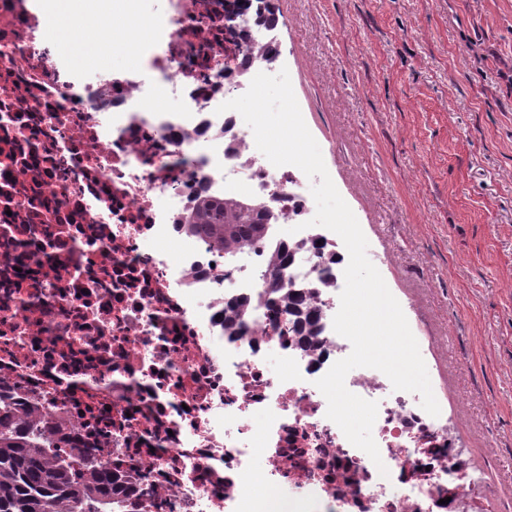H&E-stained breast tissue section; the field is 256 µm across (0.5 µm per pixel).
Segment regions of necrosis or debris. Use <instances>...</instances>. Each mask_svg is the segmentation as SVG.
Here are the masks:
<instances>
[{"label": "necrosis or debris", "instance_id": "4bbe7bcc", "mask_svg": "<svg viewBox=\"0 0 512 512\" xmlns=\"http://www.w3.org/2000/svg\"><path fill=\"white\" fill-rule=\"evenodd\" d=\"M29 2L0 0V382L14 400L65 403L85 439L139 471L149 512H492L445 416L381 371L345 379L378 404L381 464L327 418L315 382L351 352L332 325L348 255L327 237L311 246L304 173L271 164L220 109L227 85L257 73L225 40L224 0H172L141 63L90 64L93 84ZM273 187L280 223L298 228L284 275L322 303L315 357L262 306L244 333L225 331L220 314L261 288L264 257L244 251L226 273L223 255L174 223L201 190Z\"/></svg>", "mask_w": 512, "mask_h": 512}]
</instances>
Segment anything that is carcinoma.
I'll list each match as a JSON object with an SVG mask.
<instances>
[{"label": "carcinoma", "mask_w": 512, "mask_h": 512, "mask_svg": "<svg viewBox=\"0 0 512 512\" xmlns=\"http://www.w3.org/2000/svg\"><path fill=\"white\" fill-rule=\"evenodd\" d=\"M245 66L279 56L278 43L261 37L241 40ZM176 218L180 231L203 237L222 252L262 249L268 284L277 289L276 304L301 312L294 325L299 344L313 353L320 346L321 309L309 292H298L283 277L286 246L263 232L271 220L246 199H226L206 190L192 196ZM250 306L241 297L228 304L234 317L224 326L239 329ZM112 451L80 437L62 407L35 398L26 405L0 393V512H147L150 491L132 483L130 470H114Z\"/></svg>", "instance_id": "carcinoma-1"}]
</instances>
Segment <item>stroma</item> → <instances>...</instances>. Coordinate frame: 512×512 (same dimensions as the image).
Wrapping results in <instances>:
<instances>
[{"label": "stroma", "instance_id": "stroma-1", "mask_svg": "<svg viewBox=\"0 0 512 512\" xmlns=\"http://www.w3.org/2000/svg\"><path fill=\"white\" fill-rule=\"evenodd\" d=\"M304 121L512 512V0H276Z\"/></svg>", "mask_w": 512, "mask_h": 512}]
</instances>
